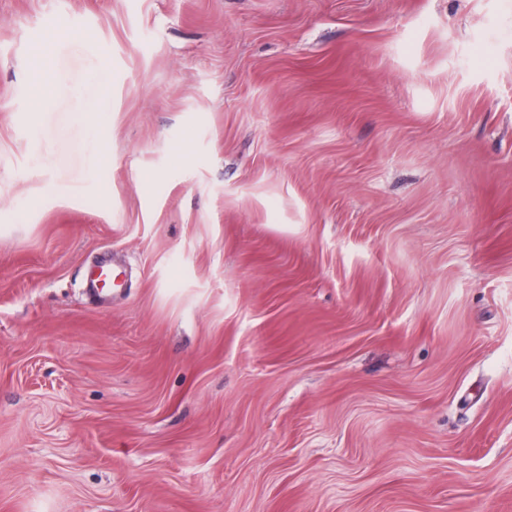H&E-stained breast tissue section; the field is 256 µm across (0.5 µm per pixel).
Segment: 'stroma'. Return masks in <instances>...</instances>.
Here are the masks:
<instances>
[{"label":"stroma","instance_id":"obj_1","mask_svg":"<svg viewBox=\"0 0 512 512\" xmlns=\"http://www.w3.org/2000/svg\"><path fill=\"white\" fill-rule=\"evenodd\" d=\"M0 512H512V0H0Z\"/></svg>","mask_w":512,"mask_h":512}]
</instances>
